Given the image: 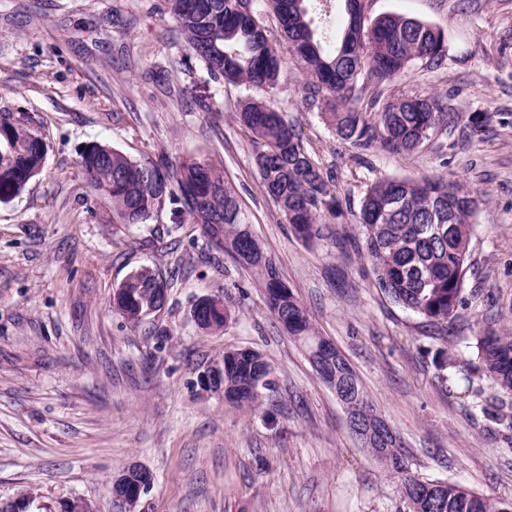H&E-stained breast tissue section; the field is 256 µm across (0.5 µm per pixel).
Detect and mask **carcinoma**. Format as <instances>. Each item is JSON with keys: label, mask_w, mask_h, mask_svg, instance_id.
Listing matches in <instances>:
<instances>
[{"label": "carcinoma", "mask_w": 512, "mask_h": 512, "mask_svg": "<svg viewBox=\"0 0 512 512\" xmlns=\"http://www.w3.org/2000/svg\"><path fill=\"white\" fill-rule=\"evenodd\" d=\"M268 4L278 15L280 39L259 30L258 5ZM314 0H165L166 10L186 37L188 57L204 64L220 82L248 84L260 89L279 87L280 47L288 46L303 62L308 98L333 95L342 108L330 113L336 134L353 146L377 145L397 154L418 150L435 132L448 125V106L436 96H394L381 109L376 99L365 109L355 107L367 86L394 80L418 65L440 66L445 59L442 31L417 20L387 14L361 24L352 32L350 10L359 0H337L336 17H313ZM237 122L256 144L255 166L264 194L290 224L294 235L310 243L321 237L325 214L342 216L340 202L327 189L328 178L305 147L299 133L273 99L248 98L237 112ZM45 142L31 116L0 113V202L19 196L43 166ZM80 167L91 188L112 204L121 224H144L166 207L189 218L200 228L206 246L232 263L252 271L268 313L280 331L305 350L318 378L345 391L341 402L346 418L369 416L359 431L349 427L360 448L375 460L397 487L398 512H512V499L492 500L453 482L433 485L411 468L410 455L397 430L382 438L384 418L366 387L341 350L328 355L326 338L280 279L272 257L250 229L233 187L212 160L190 155L138 161L107 144L86 148ZM475 202L459 184L438 179H378L367 190L360 207L361 251L371 263L379 287L395 303L437 328L448 341V327L466 304L463 295L465 263L473 223L461 221L454 209ZM133 294L118 298L115 311L134 329L153 324L137 318L139 303H151L158 289L168 288L154 270L141 267L120 284ZM205 310V326L222 330L232 321V310L220 294ZM482 373L505 395H512V333L477 337ZM436 367L448 371L445 379L474 390L469 366L442 350ZM224 394L227 402L256 410L267 393L277 392L273 369L252 348L224 349Z\"/></svg>", "instance_id": "cac0c4a2"}]
</instances>
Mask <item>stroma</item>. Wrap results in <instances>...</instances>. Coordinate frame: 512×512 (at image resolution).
Returning a JSON list of instances; mask_svg holds the SVG:
<instances>
[{
    "mask_svg": "<svg viewBox=\"0 0 512 512\" xmlns=\"http://www.w3.org/2000/svg\"><path fill=\"white\" fill-rule=\"evenodd\" d=\"M161 0H0V112L30 114L47 153L14 200L0 203V501L34 493L42 512L79 496L115 512L114 476L136 463L153 485L139 512H396L383 470L355 444L335 395L304 350L280 333L249 270L215 255L170 210L116 224L79 167L95 142L138 161L204 154L224 169L253 233L322 336L350 360L399 431L414 470L490 499L512 498V431L475 411L434 364L444 343L379 288L357 215L379 178H443L477 200L451 328L469 361L488 326L512 328V0H366L444 33L436 70L411 68L382 96L435 94L453 118L410 155L338 137L325 99L306 101L302 62L284 53L271 97L331 178L343 216L321 239L295 237L264 195L256 147L235 121L262 90L215 81L188 58ZM488 113L472 134L470 113ZM147 265L169 283L155 333L113 310L123 279ZM223 294L235 315L206 333L195 300ZM228 347L264 354L279 390L262 411L198 382Z\"/></svg>",
    "mask_w": 512,
    "mask_h": 512,
    "instance_id": "stroma-1",
    "label": "stroma"
}]
</instances>
